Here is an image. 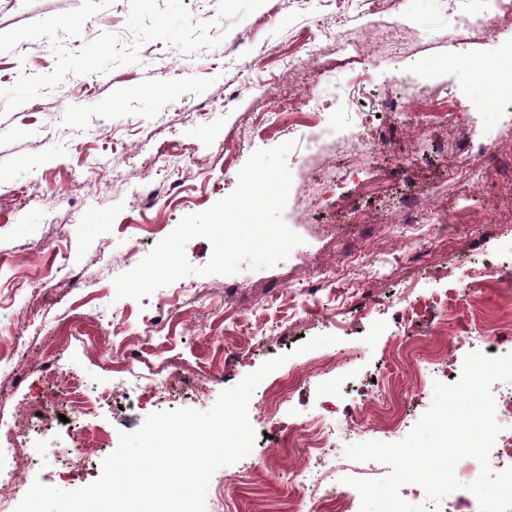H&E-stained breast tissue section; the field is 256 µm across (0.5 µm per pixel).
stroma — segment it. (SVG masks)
Returning a JSON list of instances; mask_svg holds the SVG:
<instances>
[{"label":"stroma","mask_w":512,"mask_h":512,"mask_svg":"<svg viewBox=\"0 0 512 512\" xmlns=\"http://www.w3.org/2000/svg\"><path fill=\"white\" fill-rule=\"evenodd\" d=\"M81 2L0 0V31ZM129 11V0H114L85 22L80 37L63 38L64 47L79 50L104 32L130 41ZM262 11L276 15V23L255 29L247 17L222 20L211 33L223 35V42L191 55L160 41L147 43L139 63L105 74L68 75L0 117V338H24L10 350L14 374L0 376V448L11 445L16 409L34 403L47 387L36 364L53 346L50 335L60 314L85 296L96 298L87 315L91 333L70 337L60 371L84 384L89 395L101 396L95 415L83 423L99 445L76 456L65 423L30 431L34 461L26 483L65 491L86 487L100 478L121 434L137 431L147 415L207 410L223 390L282 355L284 365L261 381L249 402L259 463L220 467L210 481L206 512H305L288 472L306 456L300 448L267 450L272 421L296 435L305 421L316 420L331 449L382 442L379 427L387 416L401 417L404 431H411L430 407L435 383L446 382L443 373L420 381L422 361L432 349L483 324L496 328L504 350L512 349V288L467 292L477 262L491 261L501 276L512 278V177H497L480 189L499 209L495 223L475 215L446 232L424 226L423 264L377 231L378 225L397 223L408 202L431 189L448 187L462 203H471V186L448 183L471 129L496 138L500 152L512 155V21L487 15L482 0H390L378 14L366 13L363 0H266ZM461 14L471 16L472 26L458 24ZM327 28L340 33V42L322 43L316 65L292 64V57L305 53L304 36L318 37ZM49 45L44 38L26 40L15 52L0 53V88L23 73H50L56 59ZM255 56L261 66L253 70ZM344 58L372 60L369 97L401 101L449 90L468 112V124L414 141L407 126L417 123V115L402 122L385 112L372 114L366 131L377 146L364 150L343 111L344 75L336 65ZM231 83L238 96L228 105L224 94ZM303 86L312 88L310 99H293ZM288 98L295 111L321 113L326 131L300 126L255 142L245 138L255 113ZM291 140L296 146L287 158L292 183L283 218L302 244L268 268L194 276L198 290L184 303L176 348L163 347L143 311L166 318L170 300L158 293L144 303L117 298L113 271L123 270L130 247L146 256L182 217L232 193L253 152ZM164 142L189 147L193 156L168 174L182 187L180 199L149 215L159 232L135 244L131 227L140 221L143 187L155 177ZM399 156L410 159L408 175L392 179L382 195L363 196L358 182ZM105 161L121 174V184L95 186ZM203 169L212 173L211 182L201 181ZM32 185L51 190V210L7 206L17 190ZM356 209L369 214V223H351ZM326 264L334 272L331 281L308 292V282ZM74 273L82 276L76 288L68 285ZM115 311L124 316L128 351L142 365L164 367L163 389L127 394L113 388L100 336L111 332ZM431 326L438 330L432 337L426 334ZM319 335L335 336L336 342L298 353V346ZM228 347L240 348L241 358L221 360ZM218 361L222 373L187 388L190 375ZM305 367L311 373L301 385L281 389L289 370ZM343 382L348 388L342 393L336 386ZM372 395L377 402L362 416L361 400Z\"/></svg>","instance_id":"obj_1"}]
</instances>
